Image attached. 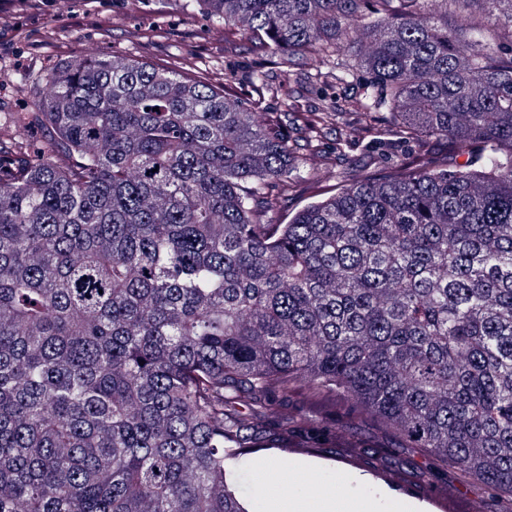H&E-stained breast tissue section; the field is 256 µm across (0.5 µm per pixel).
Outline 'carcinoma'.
Listing matches in <instances>:
<instances>
[{"instance_id": "obj_1", "label": "carcinoma", "mask_w": 512, "mask_h": 512, "mask_svg": "<svg viewBox=\"0 0 512 512\" xmlns=\"http://www.w3.org/2000/svg\"><path fill=\"white\" fill-rule=\"evenodd\" d=\"M465 2L184 0L276 57L255 101L232 67L56 65L24 126L69 162L0 141V512H246L225 462L247 449L362 447L290 395L374 416L512 512V0ZM282 73L366 80L261 111ZM370 117L447 153L275 221L322 131Z\"/></svg>"}]
</instances>
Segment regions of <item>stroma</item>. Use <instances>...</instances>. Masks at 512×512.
I'll list each match as a JSON object with an SVG mask.
<instances>
[{
	"label": "stroma",
	"mask_w": 512,
	"mask_h": 512,
	"mask_svg": "<svg viewBox=\"0 0 512 512\" xmlns=\"http://www.w3.org/2000/svg\"><path fill=\"white\" fill-rule=\"evenodd\" d=\"M261 53L253 38L224 32L201 15L186 14L181 0H0V139L11 135L15 113L33 111L35 90L50 66L64 60L114 54L213 81L228 66L249 76ZM423 149L435 156L444 151L438 141L423 147L412 138L390 140L377 127L362 131L340 151L335 132H327L309 159L316 179L300 183L287 194L278 218L287 222L305 204L340 187L339 170L354 174L388 170L405 154ZM336 426L366 446L391 449L392 460L381 462L369 454L351 463L337 448L286 458L261 451L243 460L231 477L239 500L271 512L275 499L268 493L259 465L283 462L290 475L286 494L304 512L312 507L305 479L311 471L325 483L342 482L345 497L371 512H396L400 507L405 512H441L436 498L440 492L477 501L479 512H496L494 498L465 485L453 465L436 460L425 449L402 445L374 418L350 419L341 414ZM405 460L429 472L428 483L406 475L401 467Z\"/></svg>",
	"instance_id": "1"
}]
</instances>
